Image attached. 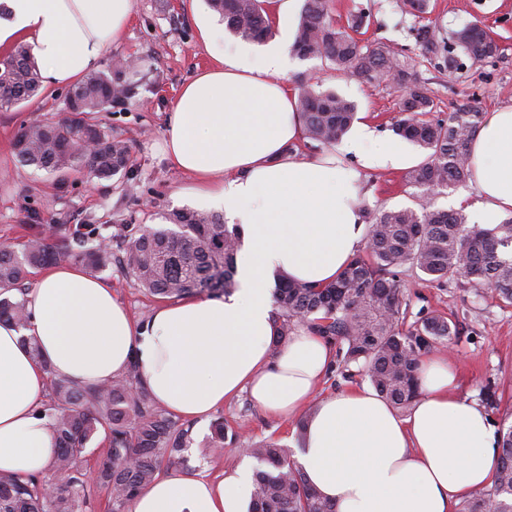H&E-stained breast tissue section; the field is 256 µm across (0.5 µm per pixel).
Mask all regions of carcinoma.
I'll list each match as a JSON object with an SVG mask.
<instances>
[{"label": "carcinoma", "instance_id": "1", "mask_svg": "<svg viewBox=\"0 0 512 512\" xmlns=\"http://www.w3.org/2000/svg\"><path fill=\"white\" fill-rule=\"evenodd\" d=\"M226 29L253 41L272 34L267 0H208ZM400 11L423 21L417 41L429 59L448 69L462 67L459 56L473 64L498 55L497 43L476 25L451 35H436L425 22L430 0H400ZM372 7H359L351 31L332 23L331 0H303L291 52L300 59L318 58L339 73L366 83L397 80L401 92L399 117L393 133L419 147L425 159L410 169L407 184L420 190L416 206L378 211L366 243L336 280L314 288L288 279L278 280L273 298L277 341L305 326L339 345L340 363L356 367L397 409H407L419 395L417 371L424 355L439 345L452 344L455 325L434 313H419L403 328L407 311L400 291L401 269L419 271L443 286L450 278L490 290L512 306V217L487 227L470 224L460 212L432 207L429 195L470 179V146L483 113L471 108L448 118L433 116L437 104L412 69L383 43L354 38ZM41 80L30 51L18 46L0 60V108L35 97ZM135 69L117 64L94 73L66 92L71 113L57 121H34L15 140L17 159L63 179L72 172L93 181L128 175L133 160L126 140L95 122L94 114L122 105L138 95ZM297 109L305 138L318 147L336 145L351 126L357 105L332 89L300 85ZM92 128L100 147L92 154L77 151L84 130ZM169 226L134 224H77L69 234L54 227L29 224L22 244L0 243V320L26 329V281L30 270L63 262L80 263L99 271L117 262L132 285L158 301L205 294L221 297L237 288L235 259L240 246L238 225L208 211L180 209L165 216ZM42 413L47 419L57 455L55 470L67 480L47 491L42 478L22 480L0 472V512H82L87 473L78 466L95 435L108 442L106 458L94 471L93 484L104 490L112 512H128L135 495L159 474L163 463L179 464L190 440V427L158 405L140 380L139 366L129 364L121 375L101 386H84L48 373ZM494 484L464 500L458 512H512V423L499 431ZM240 434L229 431L224 417L215 418L205 448L231 447ZM249 455L261 466L255 473L250 512H336L308 485L273 441L249 443Z\"/></svg>", "mask_w": 512, "mask_h": 512}]
</instances>
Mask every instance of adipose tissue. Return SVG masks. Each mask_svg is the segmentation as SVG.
I'll use <instances>...</instances> for the list:
<instances>
[{
    "mask_svg": "<svg viewBox=\"0 0 512 512\" xmlns=\"http://www.w3.org/2000/svg\"><path fill=\"white\" fill-rule=\"evenodd\" d=\"M0 47L25 42L46 88L79 81L123 36L132 0H6ZM296 0H274L276 36L260 55L247 47L218 55L186 83L167 115L163 153L195 185L191 196L223 209L240 227L237 289L159 306L136 323L110 284L69 263L49 267L28 295L30 325L0 323V472L45 474L55 440L40 415L48 374L103 385L137 362L154 400L186 421L207 422L227 399L249 391L276 418H303L296 460L307 483L336 512H454L489 489L497 438L484 407L458 394L444 357H428L419 395L399 415L374 388L319 398L333 364L330 343L295 329L276 340L268 284L336 279L363 247L361 172L398 168L400 146L368 123L350 126L339 152L290 153L303 125L283 82ZM478 221L512 213V106L486 113L471 144ZM40 350L32 356L23 335ZM254 473L220 480L170 470L156 476L130 512H248Z\"/></svg>",
    "mask_w": 512,
    "mask_h": 512,
    "instance_id": "obj_1",
    "label": "adipose tissue"
}]
</instances>
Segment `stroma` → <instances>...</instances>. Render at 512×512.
Listing matches in <instances>:
<instances>
[{
  "instance_id": "35a3bbf8",
  "label": "stroma",
  "mask_w": 512,
  "mask_h": 512,
  "mask_svg": "<svg viewBox=\"0 0 512 512\" xmlns=\"http://www.w3.org/2000/svg\"><path fill=\"white\" fill-rule=\"evenodd\" d=\"M132 2L123 39L96 64L104 72L116 59L132 57L145 75L137 99L97 115L112 134L127 141L134 160L132 175H118L90 188L83 174H71L61 184L55 175L17 161L18 132L33 121L62 114L64 89L43 92L29 106L0 110V240L22 239L24 224L34 217L67 226L83 221L158 225L170 211L194 208L186 193L191 177L170 166L161 152L164 119L183 84L211 65L215 54L233 51L239 39L217 23L206 0ZM374 3L365 25L367 40L384 43L395 53L416 60L417 75L433 92L439 117L463 105L484 112L512 105V0H432L431 18L438 36L449 37L466 24L479 22L500 47L494 59L465 64L460 73L423 62L424 50L415 37L416 21L397 11L395 0ZM205 18L217 24V33L208 44L199 33ZM286 81L294 89L304 82L335 88L356 103L358 119L368 121L379 136L392 138L390 125L398 116V92L393 86L365 84L337 75L321 60L298 58ZM145 100L150 103L146 109L141 106ZM406 168L364 171L366 212L411 205L414 189L405 181ZM100 276L112 284L134 319L150 317L156 301L134 288L119 266L101 271ZM401 279L410 315L434 311L456 322L455 343L438 346L435 352L454 364L460 395L477 401L486 386L495 385L498 401L489 414L493 422H512V306H503L489 292L456 281L437 288L409 270ZM221 413L233 429L242 432L244 440L274 441L287 449L297 444L294 422L268 417L249 395L225 403ZM209 435V426H193L182 472L219 478L245 460V453L237 447L200 459L199 450Z\"/></svg>"
}]
</instances>
